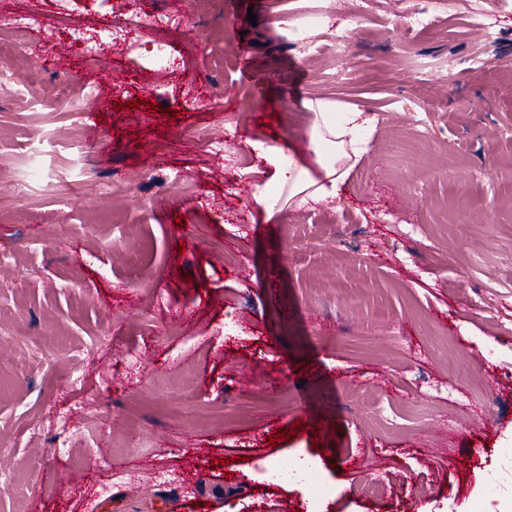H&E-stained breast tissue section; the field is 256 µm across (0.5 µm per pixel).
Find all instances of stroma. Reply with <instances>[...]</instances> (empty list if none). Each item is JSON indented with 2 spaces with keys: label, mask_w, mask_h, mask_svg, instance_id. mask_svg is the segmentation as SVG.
<instances>
[{
  "label": "stroma",
  "mask_w": 512,
  "mask_h": 512,
  "mask_svg": "<svg viewBox=\"0 0 512 512\" xmlns=\"http://www.w3.org/2000/svg\"><path fill=\"white\" fill-rule=\"evenodd\" d=\"M56 2L0 0V49L39 50L0 81V512H302L306 489L261 471L300 458L333 489L321 512H512V476L485 461L512 448V0H430L411 36L415 0H212L186 6L163 71L150 33L92 69L44 51L46 30L69 41ZM68 7L93 27L170 4ZM29 10L43 24L17 34ZM315 12L353 16L345 56L326 29L292 44L285 19ZM88 79L95 141L49 100ZM313 98L371 113L369 149L335 204L267 216L252 143L311 164ZM231 125L223 156L185 134Z\"/></svg>",
  "instance_id": "35a3bbf8"
}]
</instances>
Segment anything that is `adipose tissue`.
<instances>
[{"instance_id": "1", "label": "adipose tissue", "mask_w": 512, "mask_h": 512, "mask_svg": "<svg viewBox=\"0 0 512 512\" xmlns=\"http://www.w3.org/2000/svg\"><path fill=\"white\" fill-rule=\"evenodd\" d=\"M311 114L310 144L314 167L299 164L282 148L260 146L270 168L267 183L284 194L288 206L299 208L338 198L350 173V156L366 153L374 119L354 108L321 99L304 103Z\"/></svg>"}]
</instances>
